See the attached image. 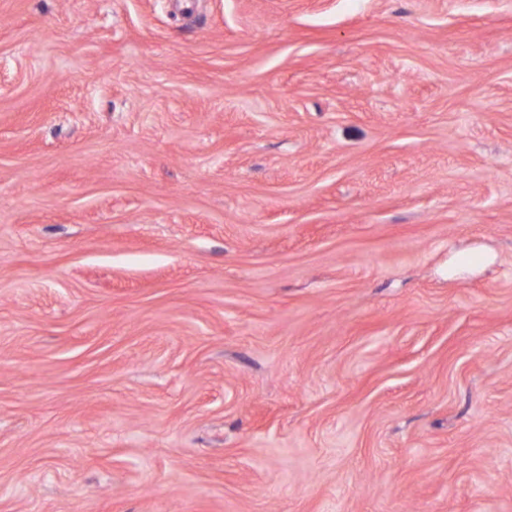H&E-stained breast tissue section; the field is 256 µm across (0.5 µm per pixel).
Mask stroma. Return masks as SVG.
<instances>
[{
	"mask_svg": "<svg viewBox=\"0 0 512 512\" xmlns=\"http://www.w3.org/2000/svg\"><path fill=\"white\" fill-rule=\"evenodd\" d=\"M0 512H512V0H0Z\"/></svg>",
	"mask_w": 512,
	"mask_h": 512,
	"instance_id": "35a3bbf8",
	"label": "stroma"
}]
</instances>
